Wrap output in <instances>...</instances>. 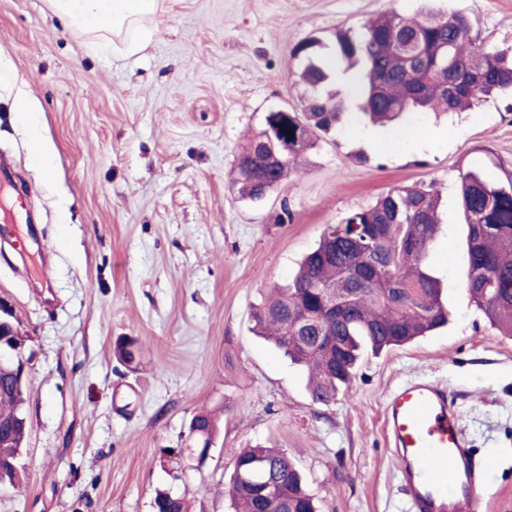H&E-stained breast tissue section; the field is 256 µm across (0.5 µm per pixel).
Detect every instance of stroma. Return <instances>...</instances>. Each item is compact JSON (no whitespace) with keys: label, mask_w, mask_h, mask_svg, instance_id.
<instances>
[{"label":"stroma","mask_w":512,"mask_h":512,"mask_svg":"<svg viewBox=\"0 0 512 512\" xmlns=\"http://www.w3.org/2000/svg\"><path fill=\"white\" fill-rule=\"evenodd\" d=\"M457 11L488 48L512 46V0H164L140 54L89 52L88 34L46 0H0V155L30 193L0 184V299L28 335L23 481L0 485V512H152L156 489L190 512H234L224 488L237 449L285 450L321 512H408L387 446L385 408L400 384L445 387L473 448L490 463L485 512H512V339L465 286L459 188L471 168L512 176V99L392 128L350 123L315 139L266 198L242 197L235 166L272 109L301 111L297 43L335 51L389 11ZM38 109L51 150L30 153L15 96ZM406 138L398 151L386 141ZM435 186L441 230L429 263L446 327L366 355L335 402L314 403L302 369L251 329L249 308L290 280L327 225L389 189ZM137 336L136 371L114 357ZM220 412L205 462L177 455L193 415Z\"/></svg>","instance_id":"1"}]
</instances>
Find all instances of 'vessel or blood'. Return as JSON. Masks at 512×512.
<instances>
[{
  "mask_svg": "<svg viewBox=\"0 0 512 512\" xmlns=\"http://www.w3.org/2000/svg\"><path fill=\"white\" fill-rule=\"evenodd\" d=\"M386 430L409 512H482L477 468L445 388L428 380L399 385Z\"/></svg>",
  "mask_w": 512,
  "mask_h": 512,
  "instance_id": "1",
  "label": "vessel or blood"
}]
</instances>
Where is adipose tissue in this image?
Segmentation results:
<instances>
[{"mask_svg":"<svg viewBox=\"0 0 512 512\" xmlns=\"http://www.w3.org/2000/svg\"><path fill=\"white\" fill-rule=\"evenodd\" d=\"M50 10L70 27L111 35L112 52L132 56L152 38L161 0H47Z\"/></svg>","mask_w":512,"mask_h":512,"instance_id":"ef3b65f1","label":"adipose tissue"}]
</instances>
